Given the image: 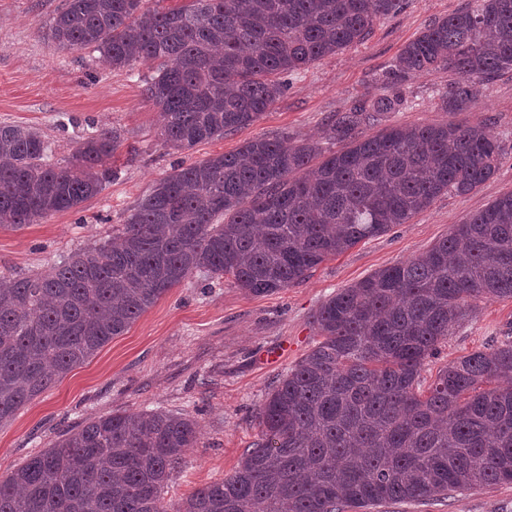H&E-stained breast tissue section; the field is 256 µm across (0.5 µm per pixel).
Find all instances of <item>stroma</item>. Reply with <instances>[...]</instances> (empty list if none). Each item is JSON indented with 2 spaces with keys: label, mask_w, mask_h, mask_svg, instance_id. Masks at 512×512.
<instances>
[{
  "label": "stroma",
  "mask_w": 512,
  "mask_h": 512,
  "mask_svg": "<svg viewBox=\"0 0 512 512\" xmlns=\"http://www.w3.org/2000/svg\"><path fill=\"white\" fill-rule=\"evenodd\" d=\"M65 0H0V124L37 129L64 161L88 135L117 129L121 145L114 179L78 210L20 228H0V277L48 269L74 251L104 241L121 228L152 184L177 163L191 164L235 151L244 141L285 133L336 148L327 137L336 113L359 100L388 95L382 74L401 49L429 24L468 0H403L366 39L289 76L288 86L253 125L178 152L164 146L157 109L145 94L153 63L114 69L93 49H57L45 28ZM445 71L408 78L409 107L382 122L414 126L483 122L505 149L496 173L465 195H440L408 223L360 242L279 292L253 296L227 279L194 276L171 288L128 331L114 337L0 426V477L22 467L60 435L90 418L162 409L199 424L195 448L171 480L165 501L177 504L196 489L232 474L258 432L257 411L268 394L313 347V316L330 296L374 271L427 252L497 197L512 192V72L475 85L467 112L441 107ZM474 313L456 326L420 371L421 390L457 358L499 345L512 335V298L480 296ZM346 512H512V482L472 485L448 499L382 502Z\"/></svg>",
  "instance_id": "1"
}]
</instances>
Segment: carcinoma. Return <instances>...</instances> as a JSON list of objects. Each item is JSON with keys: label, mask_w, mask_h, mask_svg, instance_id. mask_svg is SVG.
I'll return each mask as SVG.
<instances>
[{"label": "carcinoma", "mask_w": 512, "mask_h": 512, "mask_svg": "<svg viewBox=\"0 0 512 512\" xmlns=\"http://www.w3.org/2000/svg\"><path fill=\"white\" fill-rule=\"evenodd\" d=\"M145 2L66 0L48 36L114 69L156 62L146 96L164 143L184 151L253 125L285 77L360 43L402 0ZM470 2L407 43L388 82L445 70L454 79L439 96L466 112L475 83L512 71V0ZM407 104L386 96L337 113V151L283 134L179 165L111 238L0 289V426L194 272L272 294L494 175L502 146L480 121L365 132ZM119 146L117 130H101L50 163L40 132L0 124V226L78 209L112 180ZM482 295L512 298V193L425 254L328 298L314 315L318 339L260 406V434L224 480L171 507L164 489L197 422L112 413L0 479V512H343L512 482V386L500 384L512 377L511 340L417 390L423 362Z\"/></svg>", "instance_id": "carcinoma-1"}]
</instances>
